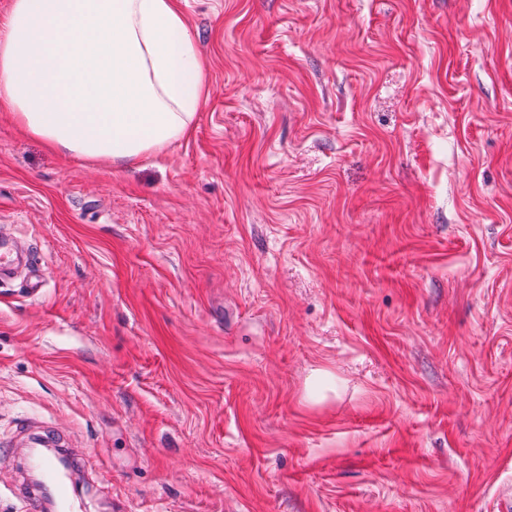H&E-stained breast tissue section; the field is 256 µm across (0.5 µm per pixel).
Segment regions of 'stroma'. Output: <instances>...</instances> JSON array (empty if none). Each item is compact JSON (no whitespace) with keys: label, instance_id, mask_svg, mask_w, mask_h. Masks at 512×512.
Wrapping results in <instances>:
<instances>
[{"label":"stroma","instance_id":"35a3bbf8","mask_svg":"<svg viewBox=\"0 0 512 512\" xmlns=\"http://www.w3.org/2000/svg\"><path fill=\"white\" fill-rule=\"evenodd\" d=\"M182 6L210 91L165 152L0 111V512L38 438L82 512L512 503V0Z\"/></svg>","mask_w":512,"mask_h":512}]
</instances>
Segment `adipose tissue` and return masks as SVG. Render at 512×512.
<instances>
[{
	"mask_svg": "<svg viewBox=\"0 0 512 512\" xmlns=\"http://www.w3.org/2000/svg\"><path fill=\"white\" fill-rule=\"evenodd\" d=\"M209 85L180 0H10L0 109L48 147L131 164L190 131Z\"/></svg>",
	"mask_w": 512,
	"mask_h": 512,
	"instance_id": "1",
	"label": "adipose tissue"
}]
</instances>
